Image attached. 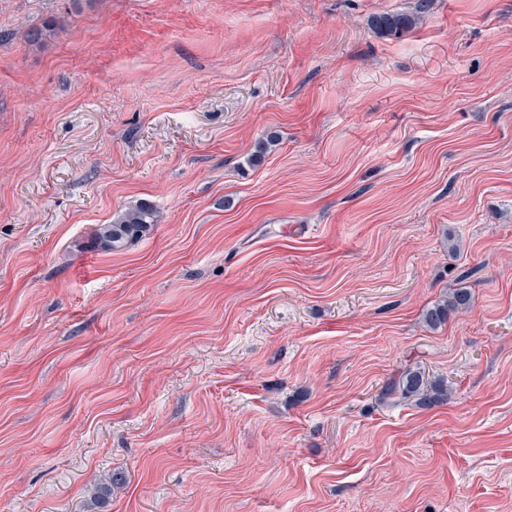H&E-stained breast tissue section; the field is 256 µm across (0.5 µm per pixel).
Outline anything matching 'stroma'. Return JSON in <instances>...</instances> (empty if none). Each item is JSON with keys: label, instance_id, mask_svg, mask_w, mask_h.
I'll return each mask as SVG.
<instances>
[{"label": "stroma", "instance_id": "35a3bbf8", "mask_svg": "<svg viewBox=\"0 0 512 512\" xmlns=\"http://www.w3.org/2000/svg\"><path fill=\"white\" fill-rule=\"evenodd\" d=\"M415 3L0 0V512H512V0ZM431 6V0H418L416 5V14H387L376 20V26L380 30L390 35H400L402 32L411 28L415 21L420 17L419 14L425 13ZM156 211L152 205L139 202L129 207L112 224H101L95 233L97 246L108 252L122 251L138 240L156 224ZM471 294L465 288H452L448 291V297L443 303L427 310L425 322L431 328H437L444 324L451 312L466 310L470 306ZM387 396L399 395L402 399L413 398L422 407L447 403L452 390L443 382L429 383L421 371L405 369L398 379L391 381L384 390Z\"/></svg>", "mask_w": 512, "mask_h": 512}]
</instances>
